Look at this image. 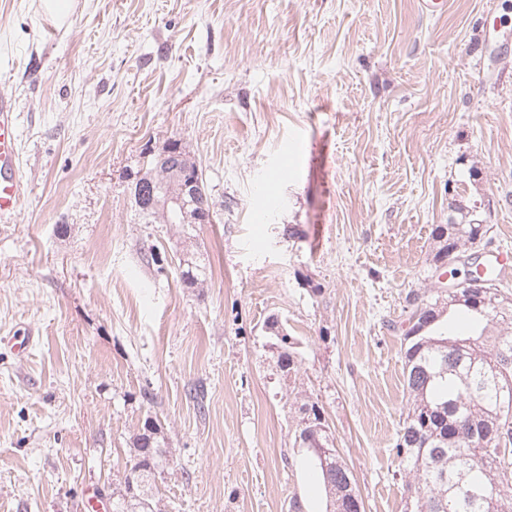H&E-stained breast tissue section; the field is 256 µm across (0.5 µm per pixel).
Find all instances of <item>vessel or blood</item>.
Here are the masks:
<instances>
[{
  "mask_svg": "<svg viewBox=\"0 0 512 512\" xmlns=\"http://www.w3.org/2000/svg\"><path fill=\"white\" fill-rule=\"evenodd\" d=\"M17 139V103L9 95L0 94V222L15 217L26 192L15 155ZM483 270L494 278H502L512 270V250L495 249L489 252Z\"/></svg>",
  "mask_w": 512,
  "mask_h": 512,
  "instance_id": "obj_1",
  "label": "vessel or blood"
}]
</instances>
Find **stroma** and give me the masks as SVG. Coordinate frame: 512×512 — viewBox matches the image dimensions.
<instances>
[{
	"label": "stroma",
	"instance_id": "obj_1",
	"mask_svg": "<svg viewBox=\"0 0 512 512\" xmlns=\"http://www.w3.org/2000/svg\"><path fill=\"white\" fill-rule=\"evenodd\" d=\"M70 2L51 39L42 0H0L27 186L0 223V512H84L149 416L166 512H286L320 497L282 463L307 396L365 512H404L405 297L440 285L452 202L488 226L475 253L512 249V0ZM172 139L215 223L136 213ZM26 331V353L5 344ZM275 335L277 343H272L270 348L273 350V354L276 355L277 366L283 373L290 374L291 371L295 372L296 363L293 353L289 350L291 346L288 345L290 343L288 335L280 334L279 331Z\"/></svg>",
	"mask_w": 512,
	"mask_h": 512
}]
</instances>
